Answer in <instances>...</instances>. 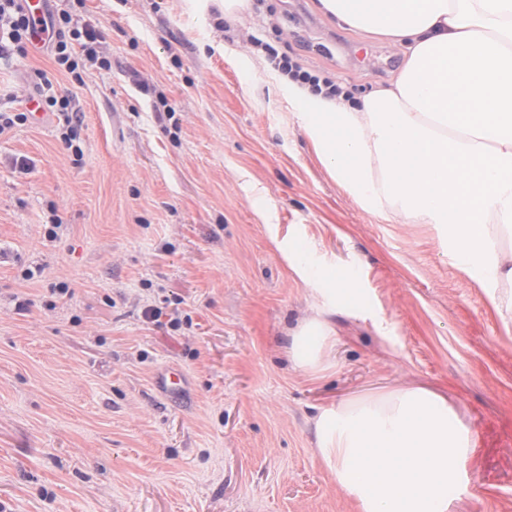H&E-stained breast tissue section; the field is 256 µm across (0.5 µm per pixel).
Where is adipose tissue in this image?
Segmentation results:
<instances>
[{
  "label": "adipose tissue",
  "mask_w": 512,
  "mask_h": 512,
  "mask_svg": "<svg viewBox=\"0 0 512 512\" xmlns=\"http://www.w3.org/2000/svg\"><path fill=\"white\" fill-rule=\"evenodd\" d=\"M338 26L398 45L388 85L359 102L289 82L303 128L337 184L367 210L427 224L448 242L500 316L512 315V0H317ZM298 243L284 257L302 278ZM352 308L337 267L314 276ZM335 331L323 315L290 336L299 370L328 368ZM318 457L358 512H448L475 486L478 437L447 398L422 387L361 396L315 420Z\"/></svg>",
  "instance_id": "adipose-tissue-1"
}]
</instances>
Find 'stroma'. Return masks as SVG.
<instances>
[{
	"mask_svg": "<svg viewBox=\"0 0 512 512\" xmlns=\"http://www.w3.org/2000/svg\"><path fill=\"white\" fill-rule=\"evenodd\" d=\"M249 3L228 19L224 0H66L109 68L77 82L42 51L0 63V108L25 110L41 69L83 113L78 162L55 119L0 134V512H357L317 455L323 407L434 388L481 463L487 422L512 423V328L431 226L336 183L250 50L290 51L356 102L393 79L399 48L314 0ZM291 238L362 294L328 314L317 378L286 351L321 308L278 248ZM169 366L181 397L157 387ZM449 512H512V472Z\"/></svg>",
	"mask_w": 512,
	"mask_h": 512,
	"instance_id": "1",
	"label": "stroma"
}]
</instances>
